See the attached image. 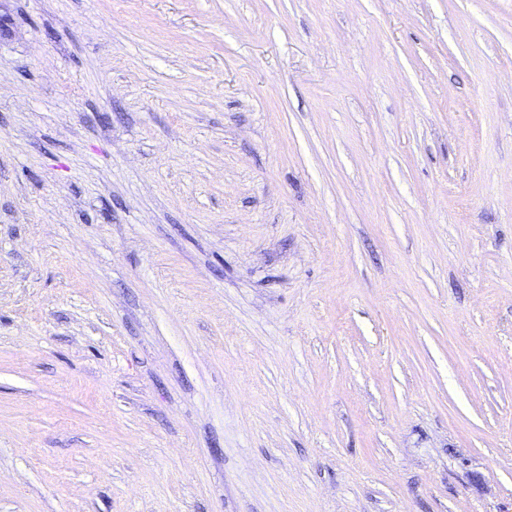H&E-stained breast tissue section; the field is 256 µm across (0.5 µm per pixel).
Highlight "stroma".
I'll return each instance as SVG.
<instances>
[{
  "instance_id": "stroma-1",
  "label": "stroma",
  "mask_w": 512,
  "mask_h": 512,
  "mask_svg": "<svg viewBox=\"0 0 512 512\" xmlns=\"http://www.w3.org/2000/svg\"><path fill=\"white\" fill-rule=\"evenodd\" d=\"M0 512H512V0H0Z\"/></svg>"
}]
</instances>
